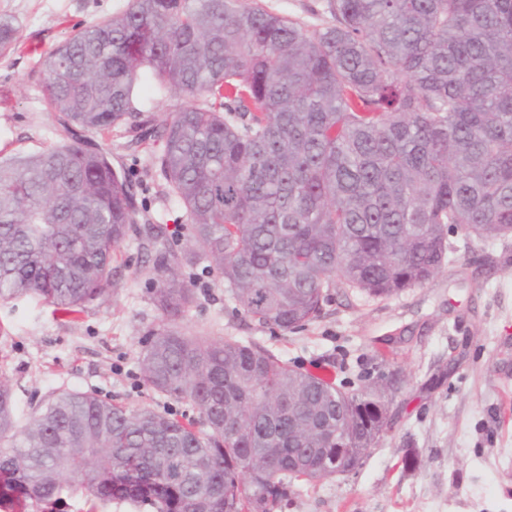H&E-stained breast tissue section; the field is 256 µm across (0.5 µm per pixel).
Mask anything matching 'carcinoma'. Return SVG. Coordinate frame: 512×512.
Listing matches in <instances>:
<instances>
[{"mask_svg": "<svg viewBox=\"0 0 512 512\" xmlns=\"http://www.w3.org/2000/svg\"><path fill=\"white\" fill-rule=\"evenodd\" d=\"M308 30L259 0H128L44 57L59 140L0 157V301L67 314L109 295L138 221L127 177L83 138L161 142L159 176L244 315L292 332L330 289L428 281L448 235L512 237V0H328ZM189 104L158 122L143 95ZM162 326L143 382L201 428L62 390L26 419L0 382V509L81 493L149 512H278L296 481L361 465L388 427L376 389L299 371L236 338L186 334L195 291L157 264ZM343 433L336 434V426Z\"/></svg>", "mask_w": 512, "mask_h": 512, "instance_id": "1", "label": "carcinoma"}]
</instances>
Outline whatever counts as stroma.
I'll use <instances>...</instances> for the list:
<instances>
[{"label":"stroma","mask_w":512,"mask_h":512,"mask_svg":"<svg viewBox=\"0 0 512 512\" xmlns=\"http://www.w3.org/2000/svg\"><path fill=\"white\" fill-rule=\"evenodd\" d=\"M128 0H0L15 29L0 54V156L54 145L52 115L41 103L43 55L79 29L123 10ZM307 28L329 19L327 0H263ZM123 167L142 216L115 250V290L81 319L55 315L39 298L0 301V379L22 416L52 392L77 389L151 407L180 419L191 404L144 384L140 353L160 326L153 294L160 255L175 257L197 293L186 332L258 343L332 381L385 384L390 426L355 471L316 483L292 482L282 512H512V239L449 238V262L425 284L389 298L332 295L317 319L286 333L261 326L224 299V286L190 258L183 212L165 191L155 158L161 143L132 150L120 126L93 134ZM165 227L151 240L150 226Z\"/></svg>","instance_id":"stroma-1"}]
</instances>
